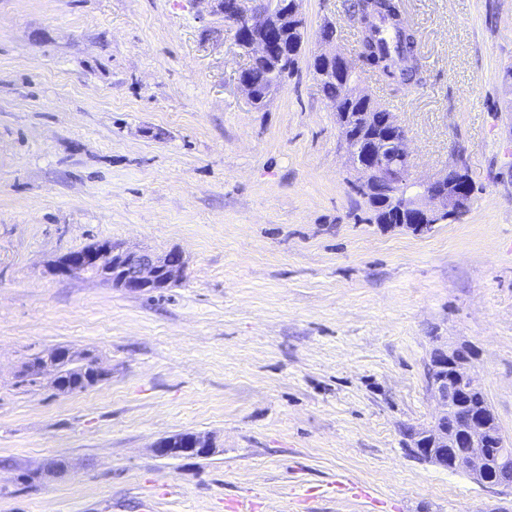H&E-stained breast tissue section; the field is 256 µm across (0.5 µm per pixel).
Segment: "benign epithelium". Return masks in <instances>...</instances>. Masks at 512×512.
<instances>
[{
  "label": "benign epithelium",
  "instance_id": "obj_1",
  "mask_svg": "<svg viewBox=\"0 0 512 512\" xmlns=\"http://www.w3.org/2000/svg\"><path fill=\"white\" fill-rule=\"evenodd\" d=\"M210 12L219 16L224 26L234 32L235 40L252 64L275 55L281 42L272 30L271 19L280 13L279 25L304 28L297 0H205ZM374 147L364 161L350 159L360 174L359 186L365 191L388 188L393 194L399 216L409 212L411 223L405 228L417 235L432 231L442 220H457L465 212L471 197L465 186L454 190L446 187L432 190L439 181L433 178L421 183L419 196H410L406 187L413 181V162L406 146V136L382 141L372 138ZM186 261L179 251L158 257L147 250H129L110 241L93 248L69 252L55 263V272L63 277H89L143 294L179 281ZM431 383L429 391L437 406L432 425L416 433L410 445L419 460L449 471H461L474 481L512 490V442L502 433L491 406L457 418L446 428L448 411L458 408L463 400L484 391L475 378L474 354L466 343L433 348L429 359ZM161 457L211 456L212 441L201 434L184 432L171 441L161 440L154 448Z\"/></svg>",
  "mask_w": 512,
  "mask_h": 512
}]
</instances>
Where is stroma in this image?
Listing matches in <instances>:
<instances>
[{
    "label": "stroma",
    "mask_w": 512,
    "mask_h": 512,
    "mask_svg": "<svg viewBox=\"0 0 512 512\" xmlns=\"http://www.w3.org/2000/svg\"><path fill=\"white\" fill-rule=\"evenodd\" d=\"M298 12L299 70L257 109L199 0H0V512H512L407 437L436 414L433 347L465 342L512 440V0H403L423 80L364 78L417 178L475 187L425 235L370 222L312 77L321 27L351 58L359 24L342 0ZM104 240L185 274L144 294L55 274ZM58 346L106 380L22 382ZM185 431L214 454L156 455Z\"/></svg>",
    "instance_id": "1"
}]
</instances>
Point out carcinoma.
I'll use <instances>...</instances> for the list:
<instances>
[{"label": "carcinoma", "mask_w": 512, "mask_h": 512, "mask_svg": "<svg viewBox=\"0 0 512 512\" xmlns=\"http://www.w3.org/2000/svg\"><path fill=\"white\" fill-rule=\"evenodd\" d=\"M399 9V0H388L383 5V10L377 12L369 23L363 26L362 36L359 37L356 47V55L361 62L360 68L346 71L338 68L336 74L327 77L319 70L313 72V77L320 85L324 96L334 104L336 111L349 113L354 138L345 142V147L353 156H363L371 145L370 132L363 130L361 113H375L379 127L387 132L389 131V112L365 92L357 98L351 97L347 94V87L357 82L362 73H368L396 90L417 84L422 80L419 60L415 53L417 43L415 32L407 33L392 23V17ZM384 27L393 33L394 44L391 47L387 46L380 36L381 29ZM283 43L286 52L282 57L274 59L269 64L260 62L252 66L248 77L253 84L268 87L278 83L281 75H291L298 68L302 34L289 30L284 33ZM358 193L366 196L369 210L372 211L369 221L377 224L397 223V219L391 217L390 206L378 207L373 197L365 195L361 189ZM67 351L66 347H57L50 350V353ZM59 373L62 383L56 385V388L65 394L82 391L99 383L107 376L105 370L99 366L96 357L88 352L81 354L75 351L70 352V357L60 363Z\"/></svg>", "instance_id": "1"}]
</instances>
